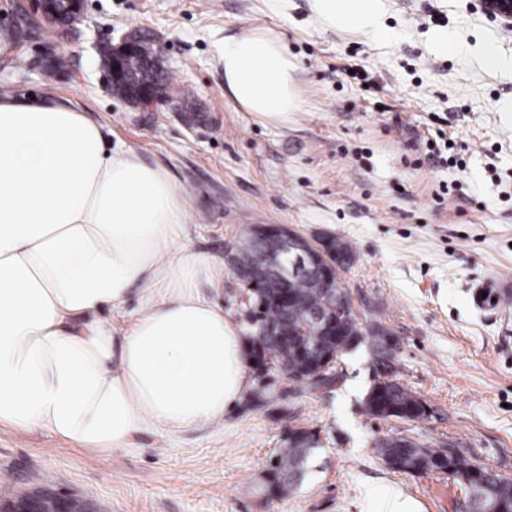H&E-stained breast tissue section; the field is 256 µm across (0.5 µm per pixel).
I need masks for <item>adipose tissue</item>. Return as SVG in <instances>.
<instances>
[{
    "label": "adipose tissue",
    "instance_id": "adipose-tissue-1",
    "mask_svg": "<svg viewBox=\"0 0 512 512\" xmlns=\"http://www.w3.org/2000/svg\"><path fill=\"white\" fill-rule=\"evenodd\" d=\"M330 28L381 34V0H313ZM295 64L262 32L224 43V93L268 121L299 108ZM187 195L112 148L85 112L0 98V425L112 453L141 431L205 429L250 388L241 328L203 292ZM137 311L119 328L109 312Z\"/></svg>",
    "mask_w": 512,
    "mask_h": 512
}]
</instances>
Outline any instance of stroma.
Listing matches in <instances>:
<instances>
[{"mask_svg": "<svg viewBox=\"0 0 512 512\" xmlns=\"http://www.w3.org/2000/svg\"><path fill=\"white\" fill-rule=\"evenodd\" d=\"M384 36L327 27L312 0H84L81 22L45 32L69 59L56 76L0 72L16 96H51L97 122L112 145L164 167L193 204L191 244L220 258L245 224L332 233L353 248L340 272L362 325L396 339L398 382L431 408L422 421L363 407L380 378L369 342L347 353L332 391L270 386L202 431H145L106 455L45 432L0 426V486L67 494L91 512H382L390 491L419 512H467L456 476L398 473L377 452L408 432L453 444L512 480V294L495 314L467 287L512 281V29L470 0H382ZM138 29L163 48L166 89L152 110L109 91L98 45ZM273 33L297 66L299 108L260 120L224 94V41ZM448 37L450 52L436 41ZM505 58L482 60L487 41ZM195 115L179 111L184 89ZM447 137L425 144L426 131ZM320 449L295 492H266L288 428Z\"/></svg>", "mask_w": 512, "mask_h": 512, "instance_id": "stroma-1", "label": "stroma"}]
</instances>
